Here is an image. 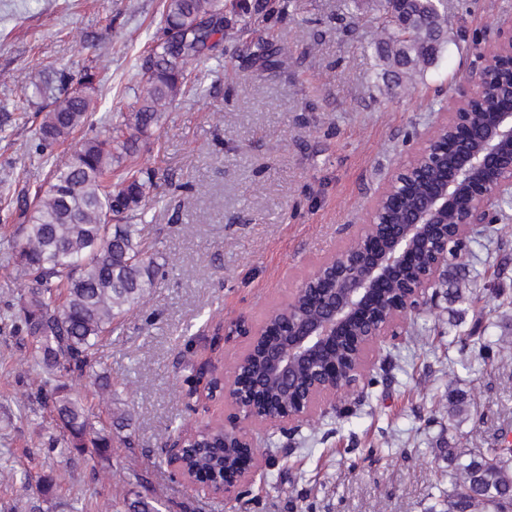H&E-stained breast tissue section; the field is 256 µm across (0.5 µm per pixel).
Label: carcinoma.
Returning a JSON list of instances; mask_svg holds the SVG:
<instances>
[{
    "instance_id": "1",
    "label": "carcinoma",
    "mask_w": 512,
    "mask_h": 512,
    "mask_svg": "<svg viewBox=\"0 0 512 512\" xmlns=\"http://www.w3.org/2000/svg\"><path fill=\"white\" fill-rule=\"evenodd\" d=\"M248 21H264L288 12L289 0H237ZM402 14L412 29L399 39L393 22L382 27L375 51L402 80L434 64L447 42L444 0H404ZM224 33V0H165L163 35L142 58L137 107L121 115L108 135L82 140L69 164L51 171L48 189L35 193L23 211L16 258L26 289L15 317L35 345L36 365L56 377L94 373L98 343L118 322L144 304L157 266L146 243L142 219L155 184L140 169L126 170L112 182V163L132 152L138 136L159 125L172 103L196 74L212 38ZM254 60L271 54L288 57V47L270 50L265 43L243 49ZM96 73L85 71L80 88L64 97L49 96L38 127L37 147L45 152L72 136L94 110ZM504 346L480 343L474 356L488 364ZM61 424L70 451L91 464H110L112 425L97 424L65 383L36 390ZM191 463L222 476L224 426L205 424L192 431ZM129 512H160L158 500L140 495ZM444 512H512V445L448 449V494Z\"/></svg>"
}]
</instances>
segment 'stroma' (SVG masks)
Here are the masks:
<instances>
[{"instance_id": "1", "label": "stroma", "mask_w": 512, "mask_h": 512, "mask_svg": "<svg viewBox=\"0 0 512 512\" xmlns=\"http://www.w3.org/2000/svg\"><path fill=\"white\" fill-rule=\"evenodd\" d=\"M163 0H0V512H126L125 497L158 499L162 512H442L430 471L447 448H488L512 433V353L449 376L461 338L512 341V192L499 220L470 236L469 266L438 283L399 336L368 358L364 376L316 427L291 437L255 428L262 465L237 497L186 484L166 461L175 428L228 420L227 400L193 392V369L225 366L248 341L220 342L218 327L258 325L284 307L316 265L360 231L379 188L407 164L449 106L446 88L474 59L468 41L512 20V0H447L448 43L412 86L381 78L371 43L385 0H293L289 16L244 28L225 11L229 36L202 66L200 91L178 97L138 142L157 198L144 218L159 267L146 302L100 342L112 404L128 421L112 466L92 474L60 452L49 407L23 400L40 369L15 314L23 279L13 259L17 203L47 189L73 144L34 146L43 103L35 87L60 70L95 68L94 135L135 104L142 52L161 35ZM287 43L286 61L253 63L237 46ZM486 300L463 310L454 291ZM49 477L23 491L21 472Z\"/></svg>"}]
</instances>
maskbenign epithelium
I'll use <instances>...</instances> for the list:
<instances>
[{
    "label": "benign epithelium",
    "mask_w": 512,
    "mask_h": 512,
    "mask_svg": "<svg viewBox=\"0 0 512 512\" xmlns=\"http://www.w3.org/2000/svg\"><path fill=\"white\" fill-rule=\"evenodd\" d=\"M488 65L470 69L451 95L448 116L436 123L411 164L398 168L377 194L376 204L392 198L393 186L414 179L415 166L432 169V188L417 202L406 222L382 231L369 223L359 244L329 260L335 287L318 288L316 269L297 288L313 308L310 316L288 315L280 330L271 322L254 329L238 320L225 327V337L247 330L248 348L264 351L262 375L234 374L225 397L236 408L224 439L236 441L238 453L224 461L221 491L232 494L260 467L253 434L246 427L290 432L323 403L336 406L349 381L365 370L369 352L398 336L409 315L426 306L430 289L448 263V240L464 242L476 227L493 223L492 204L512 189V22L500 24L478 42ZM455 154L454 168L443 160ZM356 350L359 363L329 356L336 341ZM184 438L168 445L176 471L194 487L210 491V481L187 466Z\"/></svg>",
    "instance_id": "1"
}]
</instances>
